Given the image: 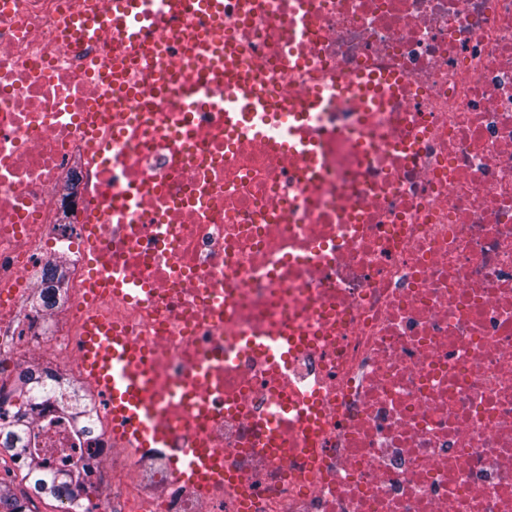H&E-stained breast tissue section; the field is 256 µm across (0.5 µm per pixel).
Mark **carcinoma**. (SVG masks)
I'll list each match as a JSON object with an SVG mask.
<instances>
[{
	"mask_svg": "<svg viewBox=\"0 0 512 512\" xmlns=\"http://www.w3.org/2000/svg\"><path fill=\"white\" fill-rule=\"evenodd\" d=\"M17 393L24 401L16 410L12 411L0 402V454L8 453L24 462V478L35 494L51 496L58 501L67 500L74 512H93V508L77 501L78 492L84 489L85 478L93 465V457L70 455L50 472L28 462L41 443V432L36 430L37 408L50 403L62 404L79 433L86 432L87 426L83 425V421L91 418V409L82 402L72 400L67 390L54 380H38L34 384L25 380ZM27 496L26 492L18 497L9 489H1L0 512H24L23 499Z\"/></svg>",
	"mask_w": 512,
	"mask_h": 512,
	"instance_id": "obj_1",
	"label": "carcinoma"
}]
</instances>
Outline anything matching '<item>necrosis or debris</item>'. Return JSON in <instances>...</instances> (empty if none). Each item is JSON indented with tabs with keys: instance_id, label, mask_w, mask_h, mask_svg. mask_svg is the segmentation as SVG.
Masks as SVG:
<instances>
[{
	"instance_id": "4bbe7bcc",
	"label": "necrosis or debris",
	"mask_w": 512,
	"mask_h": 512,
	"mask_svg": "<svg viewBox=\"0 0 512 512\" xmlns=\"http://www.w3.org/2000/svg\"><path fill=\"white\" fill-rule=\"evenodd\" d=\"M107 2L0 0V394L24 371L90 388L78 339L103 309L160 441L119 439L103 406L78 441L47 406L38 462L95 455L86 484L118 512H512V0H220L185 21L321 112L254 111L204 81L218 49L191 62L172 30L161 51L66 45L61 18L108 23ZM112 59L135 93L99 124ZM60 256L65 302L17 326ZM177 448L203 449L202 479Z\"/></svg>"
}]
</instances>
